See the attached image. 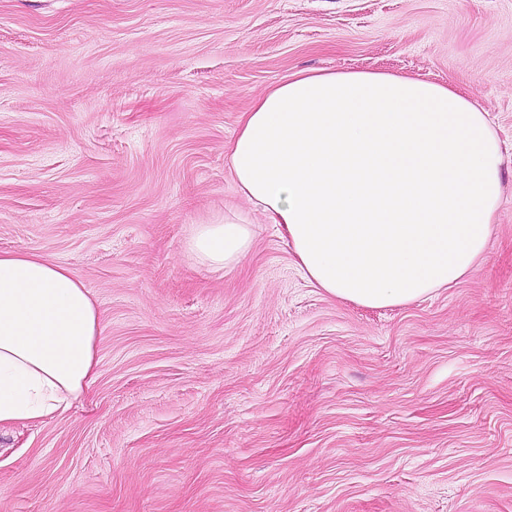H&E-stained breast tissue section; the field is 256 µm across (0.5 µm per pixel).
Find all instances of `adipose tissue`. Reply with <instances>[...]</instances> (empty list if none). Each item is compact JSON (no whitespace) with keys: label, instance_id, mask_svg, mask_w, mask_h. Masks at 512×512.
<instances>
[{"label":"adipose tissue","instance_id":"obj_1","mask_svg":"<svg viewBox=\"0 0 512 512\" xmlns=\"http://www.w3.org/2000/svg\"><path fill=\"white\" fill-rule=\"evenodd\" d=\"M487 111L448 85L385 72L288 74L244 112L232 141L239 192L274 224L303 276L337 299L402 306L470 275L502 197ZM243 219L195 225L187 253L234 265ZM96 304L67 267L0 252V426L71 407L97 376Z\"/></svg>","mask_w":512,"mask_h":512}]
</instances>
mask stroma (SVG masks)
<instances>
[{
  "label": "stroma",
  "mask_w": 512,
  "mask_h": 512,
  "mask_svg": "<svg viewBox=\"0 0 512 512\" xmlns=\"http://www.w3.org/2000/svg\"><path fill=\"white\" fill-rule=\"evenodd\" d=\"M455 88L504 194L481 266L405 306L309 282L229 174L300 69ZM233 213L216 272L194 225ZM93 296L97 379L0 428V512H512V0H0V251ZM251 224L237 216L236 220L218 219L197 224L187 242V253L214 270L237 263L250 248Z\"/></svg>",
  "instance_id": "stroma-1"
}]
</instances>
